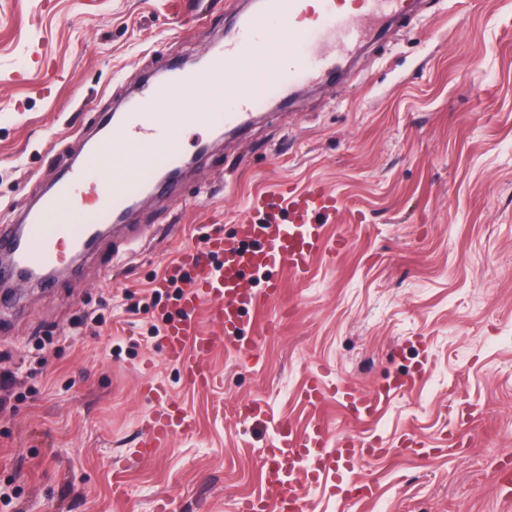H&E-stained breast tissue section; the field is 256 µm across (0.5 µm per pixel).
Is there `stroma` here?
<instances>
[{
	"label": "stroma",
	"instance_id": "stroma-1",
	"mask_svg": "<svg viewBox=\"0 0 512 512\" xmlns=\"http://www.w3.org/2000/svg\"><path fill=\"white\" fill-rule=\"evenodd\" d=\"M252 0H0V224L54 184L103 114L151 75L223 45ZM355 51L331 38L303 55L343 61L244 133L191 127L193 166L141 200L80 278L0 311V512H239L272 499L260 453L277 424L313 418L331 440L369 436L386 455L339 458L335 489L297 479L306 512H507L512 472V0H407ZM318 183L343 208L346 248L285 276L259 351L225 348L189 387L155 334L177 293L154 282L210 226L235 233L252 198ZM137 251L118 249L137 226ZM427 370L374 417L341 401L313 411L307 376L373 392ZM163 384L194 429L135 457ZM265 416L243 422L237 404ZM123 490L115 492L114 477Z\"/></svg>",
	"mask_w": 512,
	"mask_h": 512
}]
</instances>
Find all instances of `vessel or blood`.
Wrapping results in <instances>:
<instances>
[{
  "instance_id": "1",
  "label": "vessel or blood",
  "mask_w": 512,
  "mask_h": 512,
  "mask_svg": "<svg viewBox=\"0 0 512 512\" xmlns=\"http://www.w3.org/2000/svg\"><path fill=\"white\" fill-rule=\"evenodd\" d=\"M378 2L319 0L314 9L307 0H260L256 8L239 16L236 35L223 48L211 51L202 69L193 73L174 69L143 84L130 107L98 128L93 160L100 190L91 207L77 211L68 221L50 220L88 178L85 167L74 163L58 176L55 193L25 208L17 223L0 224V254L5 257L0 285L10 286L17 279L50 284L54 271L70 270L91 253L104 228L179 167L185 127L242 128L268 100H287L298 78L311 80L334 73V60L287 57L282 45L301 43L321 31L356 41L360 30L355 18L372 13ZM247 64L257 65L260 78L240 80ZM205 80L224 82L230 110L221 112L209 105L201 112L181 111L180 100L195 93ZM338 212L336 195L324 186L312 185L298 193L276 189L251 201L249 214L239 221L234 236L211 231L203 251H186L169 267L168 277L186 272L190 280L166 324L162 346L168 361L181 367L189 386L204 388L213 380L208 357L215 338L201 330L200 316H208L220 327L226 347L238 353L257 350L260 318L279 300L283 274L304 277L317 258L343 248V240L326 235ZM419 381L415 375L386 383L371 398L357 388L329 383L314 374L304 384L302 398L316 409L336 394H345L350 416L361 420L375 414L392 393ZM145 394L154 408L144 424L139 448L143 455L191 429L188 415L163 385H148ZM261 457L265 479L275 487L276 496L271 502L248 501L246 512H305L296 493V475L304 474L315 483L336 477V451L329 446L327 423L320 420L302 431L277 425L275 441L262 449Z\"/></svg>"
}]
</instances>
